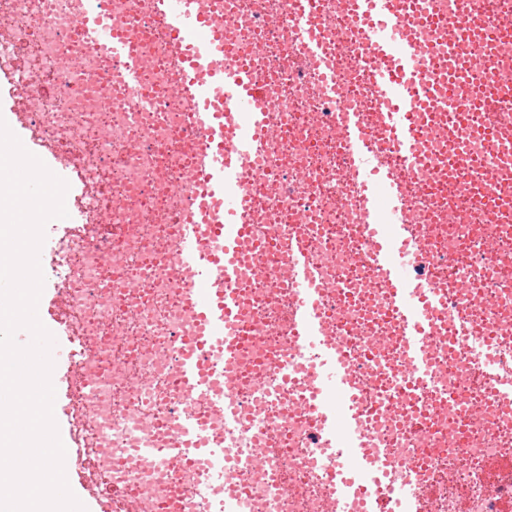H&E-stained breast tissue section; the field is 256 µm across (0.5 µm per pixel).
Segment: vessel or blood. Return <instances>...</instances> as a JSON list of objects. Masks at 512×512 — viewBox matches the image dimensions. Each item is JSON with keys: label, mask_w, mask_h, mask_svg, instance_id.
Wrapping results in <instances>:
<instances>
[{"label": "vessel or blood", "mask_w": 512, "mask_h": 512, "mask_svg": "<svg viewBox=\"0 0 512 512\" xmlns=\"http://www.w3.org/2000/svg\"><path fill=\"white\" fill-rule=\"evenodd\" d=\"M200 2L155 0L152 15L171 35L180 89L193 105L194 130L204 143L187 170L192 191L173 228L175 262L190 279H175L171 285L185 298L190 326L175 339L170 357L182 389L220 411L225 427L238 429L247 423L245 402L225 389L224 373L237 361L244 342L243 252L251 236L245 219L246 182L269 143L270 122L263 107L262 80L249 66L226 63L216 16L204 12ZM81 3L71 29L73 39L107 54L126 87H140L139 58L121 23L100 14L94 0ZM296 5L307 51L320 65L323 88L335 93L334 75L324 64L326 47L313 34L319 18L316 0H296ZM352 12L359 25L347 42L353 58L368 73L380 109V131L370 132L362 113L345 112L339 139L347 169L360 189L364 225L372 239L370 264L380 276L403 338L400 381L416 389L432 371L436 323L453 319L463 334L472 333L474 326L468 318L470 293L450 296L415 275L419 262L431 265L438 256L422 246L423 227L415 223L405 201V180L427 168L425 141L448 132L477 133L493 150L503 145L504 135L495 127L503 104L492 91L494 50L512 46V24L502 20L491 0H454L452 11L439 9L420 20L414 0H353ZM414 21L431 30H451L467 50L472 83L486 90L475 108L449 102L452 126H425L420 121L448 76L425 40L407 36ZM388 153L397 158L398 173L386 168ZM476 167L474 158L463 157L452 173L476 203L496 206L492 189L512 184V166L483 173ZM381 212L386 215L382 224L377 221ZM282 254L290 263L294 296L285 324L287 345L297 349L299 357L282 359L279 370L287 379L296 373L299 361L313 366L304 402L324 450L315 464L336 499V512H415L419 491L410 477L386 483L383 455L367 449L361 384L373 370L372 360L351 362L336 339L327 335L328 304L307 242L289 235ZM470 352L486 371L489 393L499 402H512V378L497 373L493 346L484 341L471 346ZM137 454L180 470L201 468V495L224 483L228 451L223 441L211 437L208 421L196 412L186 410L177 416L166 447L141 448Z\"/></svg>", "instance_id": "obj_1"}]
</instances>
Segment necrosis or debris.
Listing matches in <instances>:
<instances>
[{
  "mask_svg": "<svg viewBox=\"0 0 512 512\" xmlns=\"http://www.w3.org/2000/svg\"><path fill=\"white\" fill-rule=\"evenodd\" d=\"M153 2L98 0V6L124 19L136 39L146 59L143 88L171 87L179 71L170 39L140 24ZM77 7L78 0H0V70L14 71L26 90L22 126L30 140L71 169L80 187L75 222L54 233L42 270L58 292L57 320L72 344L67 398L80 413L71 433L75 459L111 449V465L91 478L111 490L109 512H125L126 495L173 480L165 465L129 462L128 448L163 433L168 421L195 406L168 359L186 323L179 292L167 286L179 271L161 243L202 143L188 98L160 100L149 112L142 89L120 86L110 98L85 80L88 72L110 78L112 67L104 53L71 42ZM319 9L337 96L317 81L292 0H224V42L233 58L251 60L266 75L265 110L276 129L247 184L249 222L260 237L307 235L325 293L340 296L327 313L336 339L352 359L371 350L381 373L366 382L365 396L384 405L395 397L403 350L369 267L372 242L359 227V190L334 136L343 112L376 106L363 69L339 43L353 31L347 0H321ZM407 202L428 228L425 247L444 257L426 277L444 285L479 282L486 302L512 321V223H499L448 178L428 184L415 178ZM281 265L267 250L245 273L255 291L243 315L248 340L234 385L259 420L275 407L254 400L252 381L286 340ZM434 362L427 434H408L404 415L389 413L366 419L370 445L383 452L394 476L411 475L421 493L419 512H504L512 505V411L483 394L482 368L466 352L439 347ZM308 421L298 412L271 428L269 462L236 468L221 498L244 488L247 512H328Z\"/></svg>",
  "mask_w": 512,
  "mask_h": 512,
  "instance_id": "1",
  "label": "necrosis or debris"
}]
</instances>
